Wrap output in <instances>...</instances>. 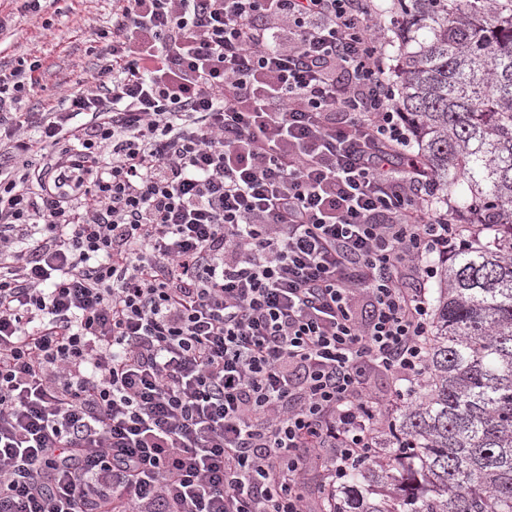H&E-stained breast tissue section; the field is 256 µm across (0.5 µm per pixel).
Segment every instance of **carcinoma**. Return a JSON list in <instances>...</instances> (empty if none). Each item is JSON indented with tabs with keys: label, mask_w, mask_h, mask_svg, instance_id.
Masks as SVG:
<instances>
[{
	"label": "carcinoma",
	"mask_w": 512,
	"mask_h": 512,
	"mask_svg": "<svg viewBox=\"0 0 512 512\" xmlns=\"http://www.w3.org/2000/svg\"><path fill=\"white\" fill-rule=\"evenodd\" d=\"M395 2L419 159L493 231L441 261L422 379L325 510L512 512V0Z\"/></svg>",
	"instance_id": "cac0c4a2"
}]
</instances>
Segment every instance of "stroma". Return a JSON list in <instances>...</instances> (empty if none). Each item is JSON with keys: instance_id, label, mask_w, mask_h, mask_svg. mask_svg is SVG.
<instances>
[{"instance_id": "obj_1", "label": "stroma", "mask_w": 512, "mask_h": 512, "mask_svg": "<svg viewBox=\"0 0 512 512\" xmlns=\"http://www.w3.org/2000/svg\"><path fill=\"white\" fill-rule=\"evenodd\" d=\"M14 0H0V14L12 15L0 33V66H12L19 58L38 59L37 88L28 94L24 110L45 112L60 107V92L89 80L97 58V30L112 27V0H47L36 15H20Z\"/></svg>"}]
</instances>
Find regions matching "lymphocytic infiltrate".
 <instances>
[{
    "instance_id": "1",
    "label": "lymphocytic infiltrate",
    "mask_w": 512,
    "mask_h": 512,
    "mask_svg": "<svg viewBox=\"0 0 512 512\" xmlns=\"http://www.w3.org/2000/svg\"><path fill=\"white\" fill-rule=\"evenodd\" d=\"M114 3L63 108L0 69V512H322L485 227L436 207L377 0Z\"/></svg>"
}]
</instances>
